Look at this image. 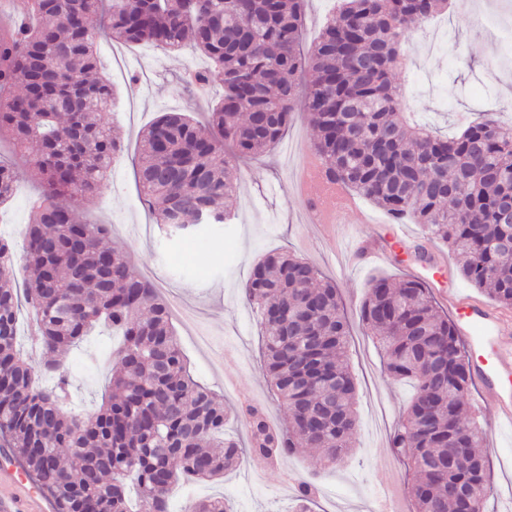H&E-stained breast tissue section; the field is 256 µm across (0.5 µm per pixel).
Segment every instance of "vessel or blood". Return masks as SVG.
Returning <instances> with one entry per match:
<instances>
[{
	"label": "vessel or blood",
	"mask_w": 512,
	"mask_h": 512,
	"mask_svg": "<svg viewBox=\"0 0 512 512\" xmlns=\"http://www.w3.org/2000/svg\"><path fill=\"white\" fill-rule=\"evenodd\" d=\"M348 204L335 184L325 178L305 191L306 209L320 211L325 217ZM386 250L383 239L359 238L346 244L343 257L348 264L359 265L385 258ZM440 298L454 314L458 336L466 338L473 350L475 382L493 393L489 406L495 425H512V314L464 296L452 286L442 289ZM0 512H56V503L38 491L31 493L25 504L0 495Z\"/></svg>",
	"instance_id": "b4317fda"
}]
</instances>
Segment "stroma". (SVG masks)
I'll use <instances>...</instances> for the list:
<instances>
[{
	"mask_svg": "<svg viewBox=\"0 0 512 512\" xmlns=\"http://www.w3.org/2000/svg\"><path fill=\"white\" fill-rule=\"evenodd\" d=\"M406 56L395 72L406 92L410 124H426L441 134L453 133L470 110L493 113L512 123V0H469L466 7L446 12L412 31ZM103 72L117 97L108 120L119 132L121 149L106 189L83 200L85 221L107 224L108 242L127 253L135 274L150 281L166 301L187 360L200 382L217 392L229 415L227 433L238 443L247 440L242 403L244 390L262 407L270 422L285 411L268 396L269 383L260 362V315L243 296V284L258 258L286 251L315 265L333 281L343 301L351 332L350 365L357 383L358 435L348 454L336 464H314L312 454H297L266 465L242 456L223 477L176 485L169 495L170 512H184L195 500L221 497L233 512H289L299 481L314 483L322 508L334 512H369L388 494L407 496L404 466L394 457L388 437L399 423L413 394L410 383H393L381 370L380 357L366 336L360 318L365 285L372 275L400 279L421 273L412 247L422 245L421 228L405 221V240L384 222L382 211L356 198V211L341 214L343 239L356 234L391 238L387 259L357 267L345 263L324 241L318 225L304 221V201L293 183L301 154L312 153V130L297 118L269 154L239 165L236 192L225 205L229 224L191 228L169 236L161 232L141 202L135 161L142 130L170 111L202 118L211 100L223 94L214 87L208 98L189 95L182 78L188 66H205L193 46L179 51L117 40L101 42ZM0 153L12 156L19 179L15 194L0 205V236L21 247L29 222L30 202L42 185L30 177L25 156L9 139ZM122 342L109 330L95 331L73 347L63 363L74 382L73 405L86 413L97 409L109 378V361ZM490 392L471 387L469 402L487 428L485 454L492 491L488 512H512V427L493 426L486 405Z\"/></svg>",
	"mask_w": 512,
	"mask_h": 512,
	"instance_id": "stroma-1",
	"label": "stroma"
}]
</instances>
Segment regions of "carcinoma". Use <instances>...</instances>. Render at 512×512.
Listing matches in <instances>:
<instances>
[{"mask_svg": "<svg viewBox=\"0 0 512 512\" xmlns=\"http://www.w3.org/2000/svg\"><path fill=\"white\" fill-rule=\"evenodd\" d=\"M0 27V137L34 152L44 192L24 239L26 288L13 276L16 252L0 236V446L54 499L58 512H169L178 482L213 478L240 455L274 462L316 448L333 464L358 432L350 329L336 285L311 263L269 252L243 293L262 310V362L287 417L270 426L252 406L244 449L224 437L217 394L186 367L165 304L135 276L127 257L103 246L105 224L79 215L107 181L119 142L106 120L113 93L99 66L101 17L111 37L178 50L190 42L209 60L187 87L219 82L224 96L206 123L165 112L144 132L138 182L155 221L173 229L225 224L236 161L271 152L302 114L329 174L394 223L410 218L448 246L461 277L512 309V125L484 113L459 135L412 127L394 71L407 35L449 0H341L308 56L298 51L305 0H23ZM17 171L0 159V205ZM32 315L43 373L18 342V313ZM360 316L384 369L410 381L414 397L391 437L407 467L414 512H485L491 486L480 451L487 432L468 400L471 361L431 287L378 275ZM116 328L109 393L90 414L71 409L72 380L60 357L97 324ZM136 485L131 504L127 481ZM293 512H314L315 487L296 486ZM189 512H232L222 499Z\"/></svg>", "mask_w": 512, "mask_h": 512, "instance_id": "1", "label": "carcinoma"}]
</instances>
